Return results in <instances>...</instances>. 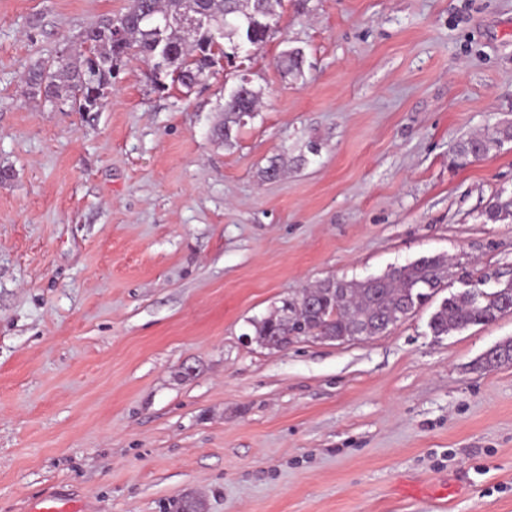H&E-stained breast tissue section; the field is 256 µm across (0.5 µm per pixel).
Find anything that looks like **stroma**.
I'll list each match as a JSON object with an SVG mask.
<instances>
[{
	"label": "stroma",
	"mask_w": 512,
	"mask_h": 512,
	"mask_svg": "<svg viewBox=\"0 0 512 512\" xmlns=\"http://www.w3.org/2000/svg\"><path fill=\"white\" fill-rule=\"evenodd\" d=\"M126 5L0 0V512H512V364L477 365L512 314L428 327L464 282L368 340L250 339L327 278H512V221L484 216L512 141L453 162L512 120V0H280L192 90L133 61L96 112L25 96ZM242 72L259 112L213 140ZM512 140V121L505 120L495 126L491 133L484 136L470 137L459 142L456 149L457 158L467 161L488 154L493 145Z\"/></svg>",
	"instance_id": "obj_1"
}]
</instances>
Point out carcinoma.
Returning a JSON list of instances; mask_svg holds the SVG:
<instances>
[{
	"label": "carcinoma",
	"mask_w": 512,
	"mask_h": 512,
	"mask_svg": "<svg viewBox=\"0 0 512 512\" xmlns=\"http://www.w3.org/2000/svg\"><path fill=\"white\" fill-rule=\"evenodd\" d=\"M277 0H128L125 12L90 24L81 35L80 49L34 64L25 74V93L43 103L69 104L76 112L102 108L117 68L132 57L149 68L148 78L158 91L168 89L166 79L189 89L208 75L215 44L237 37L258 46L264 30L250 31L255 17L274 11ZM191 14L202 20L199 32L189 37L175 19ZM170 19L172 23L164 24ZM280 66L290 74L302 73L303 56L297 49L282 52ZM260 92L248 87L224 100V121L213 135L228 142L233 132L253 117ZM512 140V121L505 120L491 133L459 142L457 158L482 157L492 146ZM491 223L512 220V194H496L485 211ZM451 276L442 256L422 257L382 276L364 280L321 282L296 297H287L277 311L252 322L257 343L272 349L294 338L334 336L346 340L366 325L383 326L426 305ZM484 278L472 281L473 291L450 296L431 316L435 336H446L471 325L488 324L503 315L502 290L480 288Z\"/></svg>",
	"instance_id": "cac0c4a2"
}]
</instances>
